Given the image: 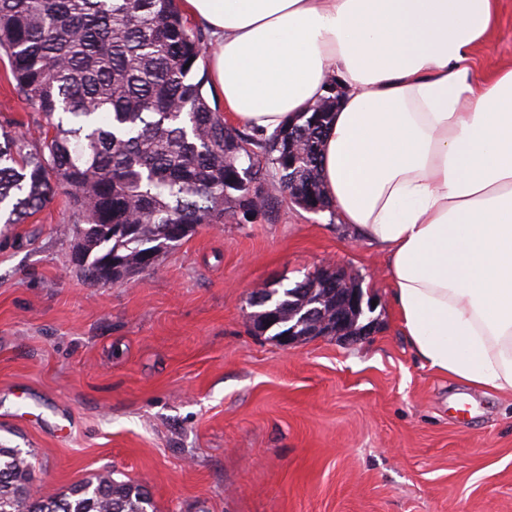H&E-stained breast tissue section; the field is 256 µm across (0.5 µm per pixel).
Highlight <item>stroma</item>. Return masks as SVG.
Masks as SVG:
<instances>
[{"label": "stroma", "mask_w": 512, "mask_h": 512, "mask_svg": "<svg viewBox=\"0 0 512 512\" xmlns=\"http://www.w3.org/2000/svg\"><path fill=\"white\" fill-rule=\"evenodd\" d=\"M500 21L478 72L512 66V0ZM13 84L1 56L0 121L35 132ZM72 220L59 194L0 224V445L32 451L34 493L111 472L154 512H512V392L422 366L385 252L335 214L284 193L117 285L77 272ZM327 265L375 300L373 336L285 348L254 331L252 291Z\"/></svg>", "instance_id": "1"}]
</instances>
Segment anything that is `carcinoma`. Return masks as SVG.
<instances>
[{
  "mask_svg": "<svg viewBox=\"0 0 512 512\" xmlns=\"http://www.w3.org/2000/svg\"><path fill=\"white\" fill-rule=\"evenodd\" d=\"M179 0H0V50L16 91L37 112L38 138L0 129V221L22 224L56 194L76 213L65 233L72 260L93 283L122 284L158 265L181 227L268 212L299 186L315 211L330 208L319 175L330 94L282 130L258 138L227 125L211 106L201 31ZM300 151L288 162V138ZM253 322L276 308L271 338L296 307L329 313L321 288L278 289ZM31 453L0 447V512H149L140 484L111 475L65 493L30 492Z\"/></svg>",
  "mask_w": 512,
  "mask_h": 512,
  "instance_id": "obj_1",
  "label": "carcinoma"
}]
</instances>
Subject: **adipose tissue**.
Returning <instances> with one entry per match:
<instances>
[{"label": "adipose tissue", "instance_id": "adipose-tissue-1", "mask_svg": "<svg viewBox=\"0 0 512 512\" xmlns=\"http://www.w3.org/2000/svg\"><path fill=\"white\" fill-rule=\"evenodd\" d=\"M209 78L268 133L338 81L320 175L337 217L387 251L401 328L424 365L512 389V68L473 49L500 0H185Z\"/></svg>", "mask_w": 512, "mask_h": 512}]
</instances>
